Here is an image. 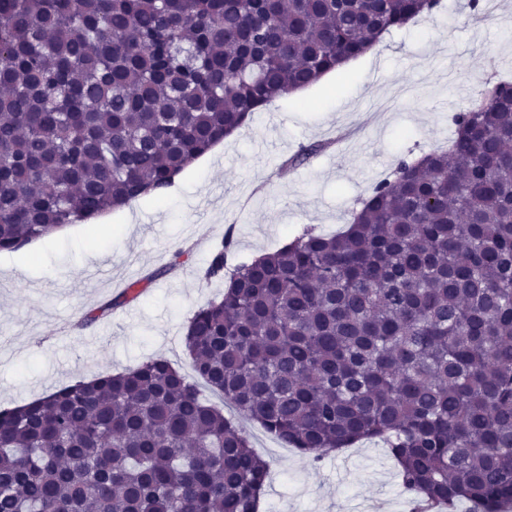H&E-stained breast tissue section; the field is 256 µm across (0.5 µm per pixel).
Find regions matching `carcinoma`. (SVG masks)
<instances>
[{"label": "carcinoma", "mask_w": 512, "mask_h": 512, "mask_svg": "<svg viewBox=\"0 0 512 512\" xmlns=\"http://www.w3.org/2000/svg\"><path fill=\"white\" fill-rule=\"evenodd\" d=\"M439 0H0V251L160 197ZM334 235L232 268L197 376L301 454L380 438L421 505L512 506V80ZM240 426L164 358L0 411V512H258Z\"/></svg>", "instance_id": "cac0c4a2"}]
</instances>
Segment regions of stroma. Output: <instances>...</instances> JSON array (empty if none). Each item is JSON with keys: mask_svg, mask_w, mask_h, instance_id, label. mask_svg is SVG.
Returning <instances> with one entry per match:
<instances>
[{"mask_svg": "<svg viewBox=\"0 0 512 512\" xmlns=\"http://www.w3.org/2000/svg\"><path fill=\"white\" fill-rule=\"evenodd\" d=\"M467 2L441 0L303 97L253 113L162 198L0 252V410L152 358L192 374L185 326L224 290L204 272L226 230L232 265L307 228L339 231L400 158L447 146L453 116L479 98L482 79L512 74V0L480 19ZM310 145L315 153L299 158ZM133 283L139 296L107 311ZM90 312L96 321L81 325ZM239 424L269 465L259 512H409L383 442L315 462L256 422Z\"/></svg>", "mask_w": 512, "mask_h": 512, "instance_id": "1", "label": "stroma"}]
</instances>
